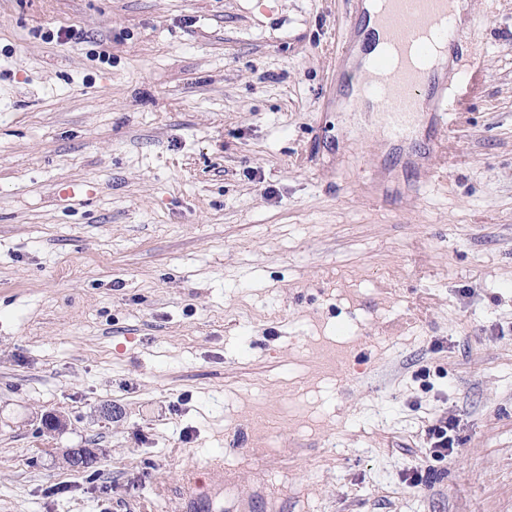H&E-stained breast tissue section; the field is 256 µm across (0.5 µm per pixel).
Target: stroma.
<instances>
[{"label": "stroma", "instance_id": "stroma-1", "mask_svg": "<svg viewBox=\"0 0 512 512\" xmlns=\"http://www.w3.org/2000/svg\"><path fill=\"white\" fill-rule=\"evenodd\" d=\"M356 8L0 0V512H177L218 453L222 512H512V0L437 150L348 111ZM458 424L448 417L441 418L428 429L429 454L437 459H447L455 454L458 442Z\"/></svg>", "mask_w": 512, "mask_h": 512}]
</instances>
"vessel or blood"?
<instances>
[{
	"label": "vessel or blood",
	"instance_id": "obj_1",
	"mask_svg": "<svg viewBox=\"0 0 512 512\" xmlns=\"http://www.w3.org/2000/svg\"><path fill=\"white\" fill-rule=\"evenodd\" d=\"M449 0H384L379 15L385 47L375 40L361 43L371 54L358 65L356 87L363 111L388 115V130L397 139L409 138L422 113H429L432 131L448 125V68L435 57L446 50L461 51L465 36L448 9ZM182 512H212L213 499L196 475L184 479Z\"/></svg>",
	"mask_w": 512,
	"mask_h": 512
}]
</instances>
